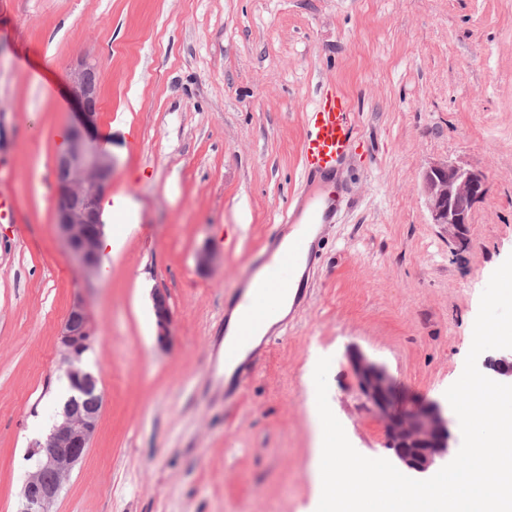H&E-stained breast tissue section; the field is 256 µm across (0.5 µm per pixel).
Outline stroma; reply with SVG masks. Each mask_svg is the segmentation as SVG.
<instances>
[{"instance_id":"35a3bbf8","label":"stroma","mask_w":512,"mask_h":512,"mask_svg":"<svg viewBox=\"0 0 512 512\" xmlns=\"http://www.w3.org/2000/svg\"><path fill=\"white\" fill-rule=\"evenodd\" d=\"M101 62L97 136L114 161L101 214L119 246L85 278L54 226L56 132L80 59ZM344 93L358 130L308 295L225 383V300L306 200L304 118ZM451 162L490 191L456 244L421 177ZM0 512L66 382L58 336L82 297L104 401L52 512H316L308 375L353 447L389 458L351 388L359 348L404 391L444 400L480 297L512 254V0H0ZM218 257L209 274L196 252ZM174 323L156 343L152 296Z\"/></svg>"}]
</instances>
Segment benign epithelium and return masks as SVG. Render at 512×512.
Returning <instances> with one entry per match:
<instances>
[{
  "label": "benign epithelium",
  "mask_w": 512,
  "mask_h": 512,
  "mask_svg": "<svg viewBox=\"0 0 512 512\" xmlns=\"http://www.w3.org/2000/svg\"><path fill=\"white\" fill-rule=\"evenodd\" d=\"M100 62L82 59L70 72L69 90L80 112L71 126L67 147L56 159V226L69 257L78 269L98 274L100 244L104 237L100 202L112 179V156L96 143L95 121L100 85L92 74ZM490 189L486 171L454 164L429 166L422 176V190L433 223L448 226V234L459 242L471 224L475 207ZM156 341L171 340L173 313L166 296L153 295ZM95 341L85 303L78 297L66 316L60 349L65 373L72 387L82 390L95 379L83 367V355ZM355 375V391L362 405L382 424L386 448L400 466L424 477L455 457L452 419L438 401L400 396L385 367L360 352L349 354ZM485 366L500 377L512 378V353L486 360ZM102 408V396L84 413L65 407L48 434L37 441L29 458L33 471L21 491L19 512H50L65 477L84 457L93 438Z\"/></svg>",
  "instance_id": "obj_1"
}]
</instances>
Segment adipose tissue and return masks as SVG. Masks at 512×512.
<instances>
[{
  "label": "adipose tissue",
  "mask_w": 512,
  "mask_h": 512,
  "mask_svg": "<svg viewBox=\"0 0 512 512\" xmlns=\"http://www.w3.org/2000/svg\"><path fill=\"white\" fill-rule=\"evenodd\" d=\"M264 273L255 274L240 294V299L231 311L224 337V373L232 375L237 364L260 344L272 327L288 316L296 289L297 279H287L280 283L278 307L275 314L261 319L250 317L252 294L256 289L265 287Z\"/></svg>",
  "instance_id": "obj_1"
}]
</instances>
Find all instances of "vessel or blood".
<instances>
[{
  "mask_svg": "<svg viewBox=\"0 0 512 512\" xmlns=\"http://www.w3.org/2000/svg\"><path fill=\"white\" fill-rule=\"evenodd\" d=\"M355 136L353 113L347 98L328 90L322 92L307 114L306 133L301 145L305 182L328 189L327 194L315 203L309 218L311 226L330 223L336 213V196L330 188ZM316 258L315 241L309 232H302L291 242L287 253L280 256L278 263L270 266L268 286L256 294L255 304L263 308L265 313H273V296L279 280L294 274L297 264L303 262L310 265Z\"/></svg>",
  "mask_w": 512,
  "mask_h": 512,
  "instance_id": "obj_1",
  "label": "vessel or blood"
}]
</instances>
